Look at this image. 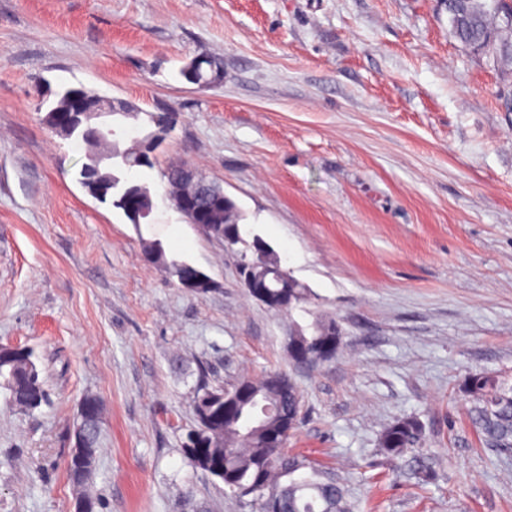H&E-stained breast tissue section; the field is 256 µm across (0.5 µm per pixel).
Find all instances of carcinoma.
Here are the masks:
<instances>
[{
    "mask_svg": "<svg viewBox=\"0 0 512 512\" xmlns=\"http://www.w3.org/2000/svg\"><path fill=\"white\" fill-rule=\"evenodd\" d=\"M448 17L451 32L459 42L491 56L500 67L501 75L508 81L512 79V0H448ZM66 108L67 101L57 97L43 122L58 125ZM84 144L88 147V168L80 175V182L88 190H93L98 182H112V206L115 208L119 194L130 190L152 199L146 186L122 176L126 170L153 166L152 160L141 164L133 162L135 148L122 150L116 141L111 143L105 155L96 152L98 143L86 140ZM105 158L112 160L108 169L100 167ZM163 176L168 184L166 200L173 208L178 197L191 192L192 188L181 180L179 165L167 168ZM196 205L207 206L213 211L214 223L208 236L222 240L225 226L241 228V215L235 202L211 195L197 198ZM240 243L244 245L238 254L240 261L250 259L260 270L281 268L279 256L260 236L254 234L249 241L242 238ZM266 293V307L290 317L289 358L297 359V344L306 348L311 356H316L315 347L321 339L319 328L335 319L317 315L307 326L293 319L295 310L312 304L314 299L311 290L293 277L286 281L284 288L277 281L271 283ZM0 378L4 379L12 401L19 407L32 410L48 400L28 350H14L13 358L0 364ZM466 393L473 401V423L486 444L503 452H512V384L500 375L481 371L469 376ZM226 396L235 398L233 407L213 414L219 400ZM260 402L271 406L266 425L250 433L243 432V421L251 416ZM300 408L301 396L297 387L292 385L282 390L272 385L268 376L260 381L243 377L229 388L204 385L195 400L197 432L188 434L184 452L195 468L207 471L205 459L192 455L190 445L193 436L210 435L212 448L224 455V476L221 478L224 487L240 499L251 497L250 505L257 512H356V505L347 490L331 473L311 465L306 459L288 455L284 448L269 447V437L275 433L283 434V442H288L289 432L299 425ZM424 442L418 418L406 416L385 428L378 447L384 456L398 459L419 451Z\"/></svg>",
    "mask_w": 512,
    "mask_h": 512,
    "instance_id": "1",
    "label": "carcinoma"
}]
</instances>
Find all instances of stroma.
Segmentation results:
<instances>
[{
	"label": "stroma",
	"instance_id": "stroma-1",
	"mask_svg": "<svg viewBox=\"0 0 512 512\" xmlns=\"http://www.w3.org/2000/svg\"><path fill=\"white\" fill-rule=\"evenodd\" d=\"M208 56L207 87L180 71ZM82 87L133 104L122 147L174 129L135 169L158 204L132 224L79 182L85 145L41 121ZM496 64L449 33L445 0H0V344L32 350L49 400L0 386V512H74L79 404L102 405L83 489L98 512H252L183 452L201 384L296 383L289 452L361 512H512V453L483 443L463 383L512 382V112ZM187 163L338 319L339 354H287L288 318L248 296L237 257L162 204ZM214 283L181 288L147 245ZM423 425L433 483L379 454ZM423 428L415 416L401 417L391 423L378 440L381 454L391 459L418 452L424 445Z\"/></svg>",
	"mask_w": 512,
	"mask_h": 512
}]
</instances>
